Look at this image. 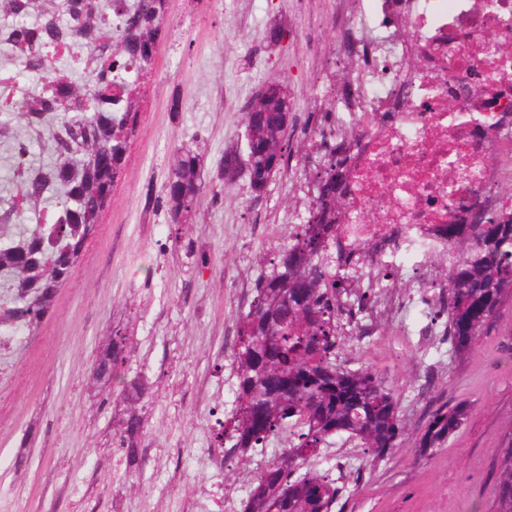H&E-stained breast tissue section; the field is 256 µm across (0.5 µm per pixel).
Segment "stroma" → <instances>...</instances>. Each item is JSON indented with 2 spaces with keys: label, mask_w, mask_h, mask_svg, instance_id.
Returning a JSON list of instances; mask_svg holds the SVG:
<instances>
[{
  "label": "stroma",
  "mask_w": 512,
  "mask_h": 512,
  "mask_svg": "<svg viewBox=\"0 0 512 512\" xmlns=\"http://www.w3.org/2000/svg\"><path fill=\"white\" fill-rule=\"evenodd\" d=\"M331 0H170L166 31L125 166L97 236L60 291L37 335L17 332L0 353V397L10 424L0 429V512H144L152 492L175 484L155 512H181L180 499L212 483L204 448H220V422L235 407L232 353L237 313L291 234L282 218L305 210L323 159L310 132L322 115L305 111L314 81L303 47L314 44L343 83L352 62L336 55L325 22ZM280 40H271L272 31ZM282 81L292 105L284 165L263 191L218 165L240 141L249 102ZM180 111H171L172 97ZM201 152L198 205L190 223H171L159 196L181 148ZM301 168L289 176L287 164ZM447 267L433 274L390 273L393 303L440 302ZM383 336L341 327L342 366L376 370L394 392L402 441L382 459L360 455L347 471L334 512H496L495 489L512 449V296L488 336L469 353L419 344L390 312ZM127 338L118 373L142 379L129 404L120 385L93 380L109 336ZM466 402L467 417L441 448L419 440L437 406ZM143 418L136 464L111 468L125 452L116 432L129 407Z\"/></svg>",
  "instance_id": "obj_1"
}]
</instances>
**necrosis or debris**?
Instances as JSON below:
<instances>
[{
    "label": "necrosis or debris",
    "instance_id": "obj_1",
    "mask_svg": "<svg viewBox=\"0 0 512 512\" xmlns=\"http://www.w3.org/2000/svg\"><path fill=\"white\" fill-rule=\"evenodd\" d=\"M329 25L355 64L335 93L308 49L325 90L307 106L335 115L316 145L347 155L334 245L344 256L377 246L355 271L373 292L376 266L401 274L412 256L429 270L446 249L441 225L508 204L496 188L512 181V0H375L367 15L336 0Z\"/></svg>",
    "mask_w": 512,
    "mask_h": 512
}]
</instances>
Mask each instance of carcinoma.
Returning a JSON list of instances; mask_svg holds the SVG:
<instances>
[{"label":"carcinoma","instance_id":"1","mask_svg":"<svg viewBox=\"0 0 512 512\" xmlns=\"http://www.w3.org/2000/svg\"><path fill=\"white\" fill-rule=\"evenodd\" d=\"M168 2L0 0V46L14 67L40 77L20 102L25 137L12 125L11 108L0 107V145L10 152L14 188L0 199V330L35 335L97 235L141 108L129 75L152 73ZM73 42L85 49L77 64L82 85L53 65ZM278 85L265 87L261 111L247 107L244 146L225 154L219 168L221 178L228 170H244L255 192L265 188L283 157L290 106ZM34 144L47 160L33 158ZM345 160L331 155L325 175L318 176L309 218L271 269L257 277L248 310L237 315L236 407L220 436L246 454L293 430L288 448L255 475L241 512H332L341 488L301 467L336 435L358 441L375 458L400 443L403 427L392 390L368 368L350 371L338 364L344 277L336 273L332 240L342 192L338 171ZM202 164L191 148L174 158L163 191L171 223L191 218ZM440 231L454 253L446 336L449 349L461 353L488 333L512 295V207L483 211ZM124 341L112 336V349L95 362L94 378L115 376L126 358ZM466 416L462 402L435 409L421 447L443 445ZM140 432L133 409L119 429V445L131 460ZM504 472L497 512H512V460Z\"/></svg>","mask_w":512,"mask_h":512}]
</instances>
